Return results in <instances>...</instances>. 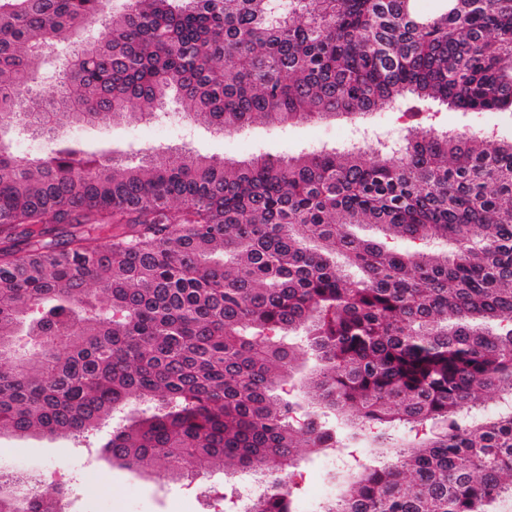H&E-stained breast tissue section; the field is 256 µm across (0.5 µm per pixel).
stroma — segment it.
I'll return each mask as SVG.
<instances>
[{
    "instance_id": "obj_1",
    "label": "stroma",
    "mask_w": 512,
    "mask_h": 512,
    "mask_svg": "<svg viewBox=\"0 0 512 512\" xmlns=\"http://www.w3.org/2000/svg\"><path fill=\"white\" fill-rule=\"evenodd\" d=\"M68 135L82 139L90 149L110 147L135 151L158 144L189 140L195 151L224 159H243L261 153L289 156L321 143H336L349 129L333 121H314L273 128L255 121L247 130L233 135L213 133L204 125H114L95 128H68ZM306 471L302 505L310 507L333 486V459L310 455L301 463ZM23 470L46 477L62 476L69 488L75 512H190L188 490L181 482L155 475L142 477L110 465L101 453L75 445L65 436L19 438L0 433V470ZM94 477L103 487L102 498L86 497L81 483Z\"/></svg>"
}]
</instances>
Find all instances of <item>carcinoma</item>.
I'll return each instance as SVG.
<instances>
[{
  "label": "carcinoma",
  "mask_w": 512,
  "mask_h": 512,
  "mask_svg": "<svg viewBox=\"0 0 512 512\" xmlns=\"http://www.w3.org/2000/svg\"><path fill=\"white\" fill-rule=\"evenodd\" d=\"M440 4L0 0V431L109 426L101 453L143 475L288 470L252 512H298L302 448L350 458L320 512L512 502V137L432 121L512 107V0ZM172 104L220 134L397 106L405 135L218 161L96 154L57 128ZM21 133L50 152L16 154ZM487 391L505 406L477 418ZM67 501L0 475V512Z\"/></svg>",
  "instance_id": "1"
}]
</instances>
